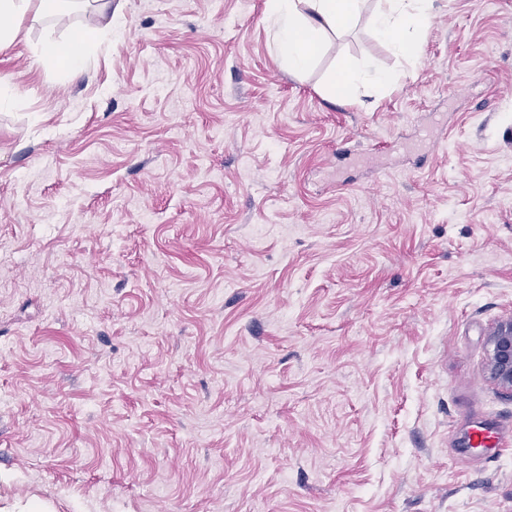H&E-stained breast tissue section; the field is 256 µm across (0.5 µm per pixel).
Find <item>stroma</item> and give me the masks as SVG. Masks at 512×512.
<instances>
[{
	"instance_id": "35a3bbf8",
	"label": "stroma",
	"mask_w": 512,
	"mask_h": 512,
	"mask_svg": "<svg viewBox=\"0 0 512 512\" xmlns=\"http://www.w3.org/2000/svg\"><path fill=\"white\" fill-rule=\"evenodd\" d=\"M379 7L301 75L265 0H111L78 70L29 57L102 17L18 21L0 512H512V0H435L413 62ZM394 79V75L387 71H371L344 66L341 68L337 79L336 74L334 75L328 90L332 95L336 96V92L353 88L365 80H371L379 85H386L393 82ZM487 371L502 389L512 391V318L500 322L488 337Z\"/></svg>"
}]
</instances>
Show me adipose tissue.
I'll list each match as a JSON object with an SVG mask.
<instances>
[{
    "label": "adipose tissue",
    "instance_id": "1",
    "mask_svg": "<svg viewBox=\"0 0 512 512\" xmlns=\"http://www.w3.org/2000/svg\"><path fill=\"white\" fill-rule=\"evenodd\" d=\"M79 0H0V48L17 36L14 23L28 14L55 15L77 6ZM362 0H266L272 19L274 49L289 72L307 71L327 34L348 28L360 12ZM433 0H388L386 8L373 18L376 35L400 56L413 57L412 33L429 19ZM111 24H104L75 35L66 45L49 43L38 48L35 59L47 62L66 56L72 65L82 66L86 52L100 37L111 35Z\"/></svg>",
    "mask_w": 512,
    "mask_h": 512
}]
</instances>
